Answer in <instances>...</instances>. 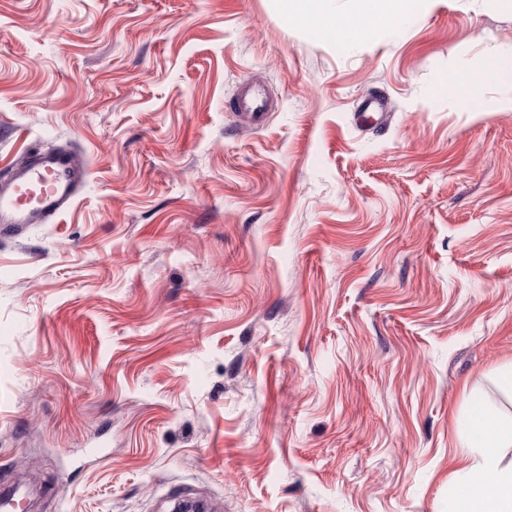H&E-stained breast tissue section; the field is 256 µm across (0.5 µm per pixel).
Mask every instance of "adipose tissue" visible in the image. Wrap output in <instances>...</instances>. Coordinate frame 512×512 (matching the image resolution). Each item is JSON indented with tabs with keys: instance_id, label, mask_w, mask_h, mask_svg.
<instances>
[{
	"instance_id": "adipose-tissue-1",
	"label": "adipose tissue",
	"mask_w": 512,
	"mask_h": 512,
	"mask_svg": "<svg viewBox=\"0 0 512 512\" xmlns=\"http://www.w3.org/2000/svg\"><path fill=\"white\" fill-rule=\"evenodd\" d=\"M425 0H350L339 12L336 0H275L286 20L331 40L353 42L373 30L394 28L418 16ZM465 445L476 455L475 476L466 480L448 512H512V467L500 465V451L512 448V418L505 420L475 403L461 422Z\"/></svg>"
}]
</instances>
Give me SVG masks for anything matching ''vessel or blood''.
<instances>
[{
  "instance_id": "obj_1",
  "label": "vessel or blood",
  "mask_w": 512,
  "mask_h": 512,
  "mask_svg": "<svg viewBox=\"0 0 512 512\" xmlns=\"http://www.w3.org/2000/svg\"><path fill=\"white\" fill-rule=\"evenodd\" d=\"M264 102V96L252 90L238 95L234 110L257 123L263 118ZM85 178V169L69 151L29 155L0 176V231H17L64 213Z\"/></svg>"
}]
</instances>
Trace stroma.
Here are the masks:
<instances>
[{
	"instance_id": "35a3bbf8",
	"label": "stroma",
	"mask_w": 512,
	"mask_h": 512,
	"mask_svg": "<svg viewBox=\"0 0 512 512\" xmlns=\"http://www.w3.org/2000/svg\"><path fill=\"white\" fill-rule=\"evenodd\" d=\"M512 0L343 46L272 0H0V482L44 512H448L512 365ZM481 77L462 106L439 79ZM247 84L273 102L250 125ZM86 171L67 150L29 154L0 177V231H19L67 211L79 194ZM39 188L30 203V194Z\"/></svg>"
}]
</instances>
